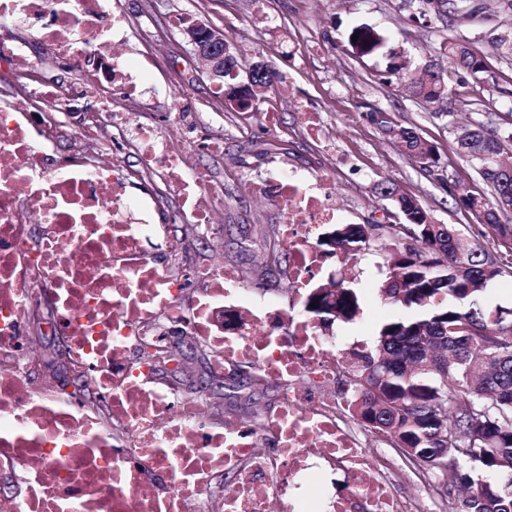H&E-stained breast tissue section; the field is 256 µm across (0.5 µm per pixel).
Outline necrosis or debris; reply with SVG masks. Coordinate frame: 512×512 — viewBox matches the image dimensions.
I'll use <instances>...</instances> for the list:
<instances>
[{
  "label": "necrosis or debris",
  "mask_w": 512,
  "mask_h": 512,
  "mask_svg": "<svg viewBox=\"0 0 512 512\" xmlns=\"http://www.w3.org/2000/svg\"><path fill=\"white\" fill-rule=\"evenodd\" d=\"M2 15L32 24L82 80L35 78L26 43L0 41V64L10 68L0 92V474L23 486L0 493V512H270L274 503L279 512H437L427 490L394 494L344 397L328 398L337 341L300 302L256 300L215 255L193 268L200 290L188 297L174 269L184 246L157 222L158 197L128 191L121 158L134 151L138 178L175 189L170 222L213 240L224 189L186 158L223 144L198 138L184 101L163 124L133 121L152 73L115 51L134 26L121 0H0ZM64 129L73 148L59 161L53 148ZM306 184L285 168L263 186L285 215L278 244L298 292L330 279L331 257L315 243L340 219L328 187L313 193ZM34 222L43 233L32 234ZM153 241L164 259L146 250ZM45 294L57 306L51 331L67 336L74 367L107 396L109 418L64 399L51 379L31 385L40 345L26 327ZM181 335L210 348L214 376L245 361L279 386L264 430L231 413L209 426L203 401L157 382L143 344L164 348ZM239 468L245 475L231 489H213L215 475ZM337 469L351 490L336 496L322 475Z\"/></svg>",
  "instance_id": "1"
}]
</instances>
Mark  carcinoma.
<instances>
[{"label":"carcinoma","mask_w":512,"mask_h":512,"mask_svg":"<svg viewBox=\"0 0 512 512\" xmlns=\"http://www.w3.org/2000/svg\"><path fill=\"white\" fill-rule=\"evenodd\" d=\"M427 23L451 27L472 15L473 0H454L448 13L431 7L433 0H406ZM359 57L387 59L379 80H410L413 95L435 104L451 95L438 74L413 67L403 47L369 25L347 33ZM448 71L463 70L479 83H493L483 56L450 40L441 47ZM237 77L224 74V98L244 112H256L264 94L236 102ZM387 139L431 172L438 162L436 146L419 132L393 121L384 111L371 113ZM456 139L458 154L474 164L489 187L476 193L460 183L450 194L472 221L490 235L512 245V224L501 220L512 208V175L499 172L494 158L512 145V129L483 121ZM377 194L395 203L398 224H329L319 249L355 257L362 251L380 253L387 277L376 287L392 308L378 327L376 344L350 353L339 364L337 385L349 395L348 415L386 439L408 464L446 490L444 512H512V317L489 321L504 305L491 301L489 291L512 276L497 253L464 240L453 224H439L399 183L385 178ZM266 251L261 279L282 273L287 252L277 235L261 231ZM363 294L343 280L323 282L309 290L306 312L326 323L350 322L361 311ZM316 308H309L310 304ZM158 370L186 371L182 349L144 351Z\"/></svg>","instance_id":"cac0c4a2"}]
</instances>
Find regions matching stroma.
Returning <instances> with one entry per match:
<instances>
[{
  "instance_id": "obj_1",
  "label": "stroma",
  "mask_w": 512,
  "mask_h": 512,
  "mask_svg": "<svg viewBox=\"0 0 512 512\" xmlns=\"http://www.w3.org/2000/svg\"><path fill=\"white\" fill-rule=\"evenodd\" d=\"M131 15L147 14L150 29L160 39L145 50L131 39L122 47L124 57L155 60L153 79L145 92L148 109L143 117L158 119L173 100L187 98L200 114L203 135L222 139L219 153L195 151L194 165L224 186L222 234L216 246L189 239L191 257L216 250L225 262L238 269L250 289L276 290L281 302L294 299L287 277L260 282L264 260L260 229L279 230L284 221L278 205L261 191L269 175L282 168L301 170L312 179L326 180L330 201L344 223L385 224L389 201L375 192L383 178L395 179L415 196L438 223L456 225L470 242L481 241L477 225L471 223L448 193L452 183L486 191L474 166L457 154L454 134L436 106L424 103L408 89L407 82L380 84L377 75L386 66L384 57H357L344 34L350 27L368 24L388 36L391 43L406 48L419 63L443 74L454 98L480 99L487 108L498 103L499 91L512 90V63L502 60L493 47L497 34L512 28V13L501 12L487 22L475 21L457 27L455 40L482 53L497 75V85L477 84L466 72H446L439 53L435 29L408 18L402 0H122ZM189 17L224 30L232 39L241 62L263 60L271 72L272 87L259 112L245 116L230 106L212 108L216 90L202 73V65L179 29L171 22ZM389 113L392 119L416 129L432 141L442 158L438 168L426 172L408 155L388 143L371 121L372 110ZM273 113L274 125H266L265 113ZM326 133V145L308 138L310 121ZM276 140L280 149L265 150V142ZM336 274L364 290L362 312L352 322L334 321L326 330L338 340V357L372 345L386 308L373 293L385 278L380 256L362 253L351 261L336 260ZM278 388L268 383L256 386L236 377L226 380L211 399L208 419L220 424L224 412L247 404L273 408Z\"/></svg>"
}]
</instances>
